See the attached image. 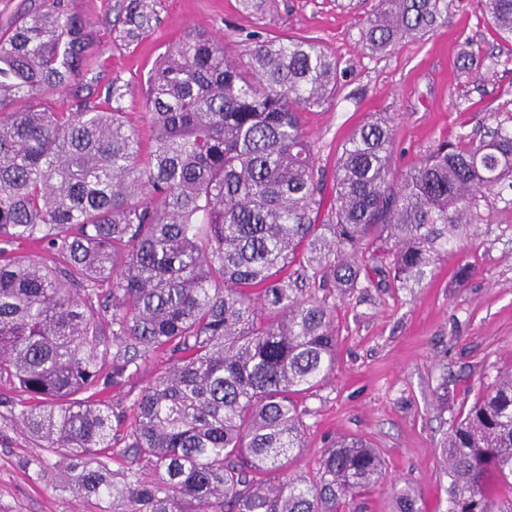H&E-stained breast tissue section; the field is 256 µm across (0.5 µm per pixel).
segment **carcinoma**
Wrapping results in <instances>:
<instances>
[{
  "label": "carcinoma",
  "mask_w": 512,
  "mask_h": 512,
  "mask_svg": "<svg viewBox=\"0 0 512 512\" xmlns=\"http://www.w3.org/2000/svg\"><path fill=\"white\" fill-rule=\"evenodd\" d=\"M477 6L512 38V0ZM447 15L448 0H378L362 39L382 52ZM148 21L128 0L130 31ZM89 42L68 0L0 34V383L25 395L17 423L102 512H348L386 485L366 441L287 470L306 447L298 398L336 363L334 310L312 286L421 285L482 204L512 208V126L440 141L396 174L376 113L343 145L325 209L303 116L339 77L316 44L259 37L244 63L209 38L168 50L145 147L121 112L54 107L79 96ZM159 353L132 417L95 399ZM113 418L118 470L100 456ZM441 458L448 512H512V372L454 418ZM390 497L421 512L407 487Z\"/></svg>",
  "instance_id": "carcinoma-1"
}]
</instances>
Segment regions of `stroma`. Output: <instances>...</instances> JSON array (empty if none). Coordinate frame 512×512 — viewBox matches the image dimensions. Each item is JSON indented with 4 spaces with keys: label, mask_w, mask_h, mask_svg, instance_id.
Returning <instances> with one entry per match:
<instances>
[{
    "label": "stroma",
    "mask_w": 512,
    "mask_h": 512,
    "mask_svg": "<svg viewBox=\"0 0 512 512\" xmlns=\"http://www.w3.org/2000/svg\"><path fill=\"white\" fill-rule=\"evenodd\" d=\"M127 0H70L91 33L82 79L97 105L127 112L151 141L148 83L172 46L223 38L247 61L255 37L314 41L339 65L335 97L305 116L317 166L333 174L342 146L373 113L394 119L392 168L417 163L440 140L483 137L512 125V43L495 36L475 0H448L433 32L371 54L361 34L377 0H144L150 21L128 35ZM471 48L494 68L465 71ZM475 239L438 261L415 289L389 284L330 297L338 345L333 374L301 399L308 446L288 464L312 469L332 438L359 437L380 453L389 481L409 487L424 512H447L440 444L451 421L512 371V209L482 206ZM473 273L463 279L462 265ZM16 392L0 384V512H96L58 486V456L21 431Z\"/></svg>",
    "instance_id": "35a3bbf8"
}]
</instances>
